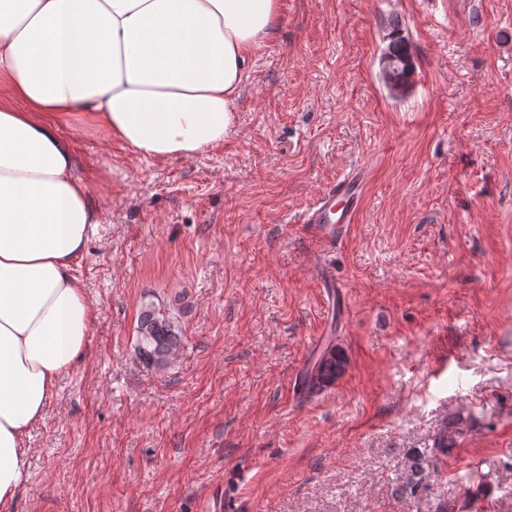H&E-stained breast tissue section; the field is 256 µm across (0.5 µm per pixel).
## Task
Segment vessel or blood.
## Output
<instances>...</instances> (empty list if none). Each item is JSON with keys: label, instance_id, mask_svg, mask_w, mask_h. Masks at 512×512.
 <instances>
[{"label": "vessel or blood", "instance_id": "b4317fda", "mask_svg": "<svg viewBox=\"0 0 512 512\" xmlns=\"http://www.w3.org/2000/svg\"><path fill=\"white\" fill-rule=\"evenodd\" d=\"M362 189L361 173L353 172L337 180L303 212L302 224L317 240H333L342 225L354 223Z\"/></svg>", "mask_w": 512, "mask_h": 512}]
</instances>
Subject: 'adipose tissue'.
<instances>
[{"label":"adipose tissue","mask_w":512,"mask_h":512,"mask_svg":"<svg viewBox=\"0 0 512 512\" xmlns=\"http://www.w3.org/2000/svg\"><path fill=\"white\" fill-rule=\"evenodd\" d=\"M280 19L281 0H0V512L97 317L74 262L101 211L62 127L193 158L228 136Z\"/></svg>","instance_id":"obj_1"}]
</instances>
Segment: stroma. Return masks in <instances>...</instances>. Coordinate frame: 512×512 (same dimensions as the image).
Masks as SVG:
<instances>
[{"instance_id":"1","label":"stroma","mask_w":512,"mask_h":512,"mask_svg":"<svg viewBox=\"0 0 512 512\" xmlns=\"http://www.w3.org/2000/svg\"><path fill=\"white\" fill-rule=\"evenodd\" d=\"M66 134L102 213L74 264L97 319L16 512H512V0H282L223 143ZM356 167L354 223L316 240L298 215ZM180 297L181 346L143 363L141 305ZM333 347L344 375L304 394ZM391 37L387 45V55L393 66L392 73L390 74L389 80L384 77L386 85L393 93V88L402 84L404 87L407 85L408 76L410 73V51L409 45L405 37L401 35V31L398 28L393 30L388 35ZM389 81L392 83L390 84ZM409 460L410 474L406 482L398 487V492L402 497L409 498L411 500L412 498L415 499L418 488L424 479H426L427 473H425V469L423 467L422 454L418 451H415Z\"/></svg>"}]
</instances>
